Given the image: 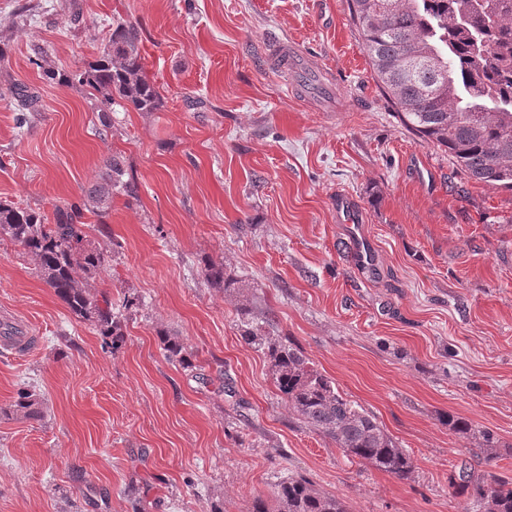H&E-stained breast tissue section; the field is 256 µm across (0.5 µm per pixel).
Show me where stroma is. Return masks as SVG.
Masks as SVG:
<instances>
[{"instance_id":"35a3bbf8","label":"stroma","mask_w":512,"mask_h":512,"mask_svg":"<svg viewBox=\"0 0 512 512\" xmlns=\"http://www.w3.org/2000/svg\"><path fill=\"white\" fill-rule=\"evenodd\" d=\"M0 0V50L38 93L16 123L0 86V201L52 213L120 154L138 199L112 201L120 246L95 287L121 311L109 349L19 247L0 244V308L32 351L0 352V512H250L304 476L349 512H471L461 464L512 477V192L462 174L403 124L379 87L347 0ZM137 23L164 106H113L42 78L92 61L113 23ZM292 41L335 81L320 110L287 92L268 40ZM348 198L374 247L361 265L336 210ZM237 282L205 285V265ZM258 301L278 331L410 454L401 480L345 457L299 420L270 361L242 337ZM179 337L190 366L168 361ZM42 399L26 419L20 388ZM454 415L472 425L449 429ZM504 455L486 460L483 432Z\"/></svg>"}]
</instances>
